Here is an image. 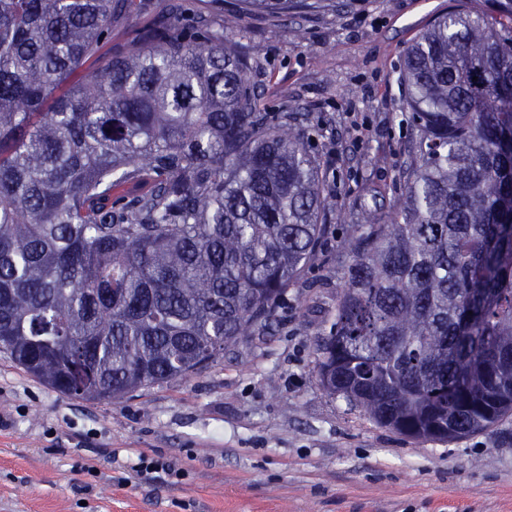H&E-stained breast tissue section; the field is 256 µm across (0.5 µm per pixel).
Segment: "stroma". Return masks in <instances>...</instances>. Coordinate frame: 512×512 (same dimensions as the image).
I'll return each mask as SVG.
<instances>
[{"label":"stroma","mask_w":512,"mask_h":512,"mask_svg":"<svg viewBox=\"0 0 512 512\" xmlns=\"http://www.w3.org/2000/svg\"><path fill=\"white\" fill-rule=\"evenodd\" d=\"M449 5L335 0L242 16L264 104L319 124L309 149L336 209L386 212L400 195L403 52ZM349 235L331 222L269 331L120 403L59 393L0 353V512H512V414L421 442L322 388ZM142 454L158 468L137 470Z\"/></svg>","instance_id":"35a3bbf8"}]
</instances>
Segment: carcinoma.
<instances>
[{
  "label": "carcinoma",
  "mask_w": 512,
  "mask_h": 512,
  "mask_svg": "<svg viewBox=\"0 0 512 512\" xmlns=\"http://www.w3.org/2000/svg\"><path fill=\"white\" fill-rule=\"evenodd\" d=\"M172 0L71 78L132 0H0V352L119 403L271 325L341 221L308 117L273 112L241 14L319 0ZM404 190L364 210L320 348L324 390L412 439L512 413V0H453L407 47Z\"/></svg>",
  "instance_id": "cac0c4a2"
}]
</instances>
